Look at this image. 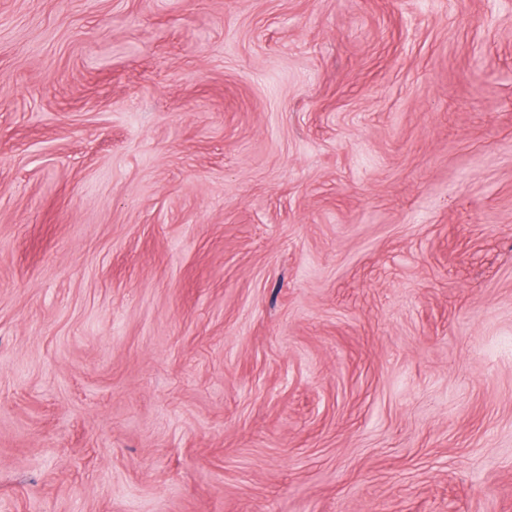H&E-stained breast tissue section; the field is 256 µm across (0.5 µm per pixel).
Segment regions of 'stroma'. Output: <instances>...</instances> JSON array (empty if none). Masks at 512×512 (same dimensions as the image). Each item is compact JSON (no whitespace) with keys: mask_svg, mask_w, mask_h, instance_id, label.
Returning a JSON list of instances; mask_svg holds the SVG:
<instances>
[{"mask_svg":"<svg viewBox=\"0 0 512 512\" xmlns=\"http://www.w3.org/2000/svg\"><path fill=\"white\" fill-rule=\"evenodd\" d=\"M0 512H512V0H0Z\"/></svg>","mask_w":512,"mask_h":512,"instance_id":"35a3bbf8","label":"stroma"}]
</instances>
